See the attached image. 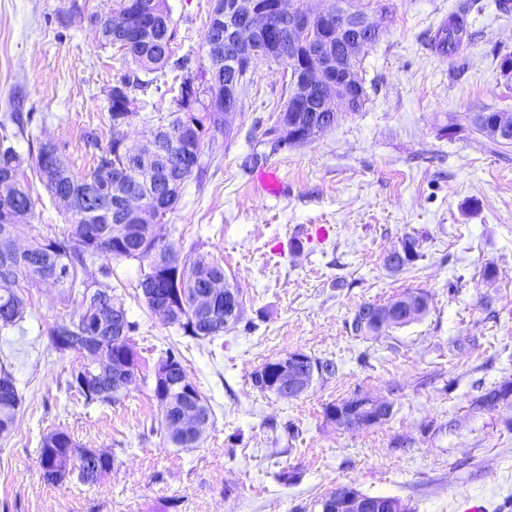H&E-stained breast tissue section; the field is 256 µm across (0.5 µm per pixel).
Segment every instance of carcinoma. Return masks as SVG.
Listing matches in <instances>:
<instances>
[{"instance_id": "1", "label": "carcinoma", "mask_w": 512, "mask_h": 512, "mask_svg": "<svg viewBox=\"0 0 512 512\" xmlns=\"http://www.w3.org/2000/svg\"><path fill=\"white\" fill-rule=\"evenodd\" d=\"M116 11L128 15L129 25L115 30L109 20L95 15L89 22L96 28L98 43L124 50L130 72L124 75L108 93V119L118 127L139 114L144 105L134 91L143 84L140 75L156 73L170 65L183 71L175 98L174 118L164 126L162 146L173 156L169 173L157 168L145 152L134 158L136 179L127 180L129 157L114 137L102 149L97 165L88 176L76 174L50 142H41L37 153L29 155L30 168L54 200L70 196L73 209L63 211L68 224L60 235L35 232V225L23 221L18 212L33 215L34 202L25 174V159L6 140L0 141V180L8 179L12 191L0 194V326H13L23 318L29 289L68 284V292L80 290L81 304L77 314L56 321L49 329L54 348H64L56 340L66 336L73 349L83 341L96 339V358L71 373L68 388L84 398L86 405H110L117 402L112 393V327L99 324L97 311L102 303L119 305L112 295V260H137L147 263L138 283L145 304L152 315L165 326L184 335L201 340L219 335L227 321L224 304L211 308L208 316L195 308L197 295L209 289L210 281L224 274V267L206 255L198 256L189 266H182L171 244L161 242L156 224L139 223L134 211L121 205V196L112 193L119 185L126 195H146L158 208L159 217L171 211L180 199L185 183L202 177L205 166L200 157L204 147H218V136L229 138L231 130L224 127L222 118L212 111L209 91L214 81L209 67L192 68L188 55L172 59L171 44L175 37L167 0H116ZM465 14L453 13L432 39V48L439 54L456 53L469 46ZM224 75L235 72L247 79L251 71L238 54L234 44L224 41ZM496 112H480L472 118L476 130L484 137L499 143H512V133L498 134ZM102 258V279L85 278L88 263ZM355 313L351 330L357 336H380L391 329L374 319H367L363 310ZM172 379V403L159 408L168 431V441L177 448H194L198 442L181 438L172 431L178 421L181 395ZM502 389L495 387L476 397L475 408L494 410L495 400ZM21 398L16 386L8 395L0 394V435L10 433L16 426ZM39 464L46 480L58 483L72 472L84 483L100 478L102 468H112L114 457L103 454L98 460L78 453V446L65 430H55L41 441Z\"/></svg>"}]
</instances>
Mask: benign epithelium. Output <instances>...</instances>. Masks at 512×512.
Returning a JSON list of instances; mask_svg holds the SVG:
<instances>
[{
	"label": "benign epithelium",
	"instance_id": "7a95c632",
	"mask_svg": "<svg viewBox=\"0 0 512 512\" xmlns=\"http://www.w3.org/2000/svg\"><path fill=\"white\" fill-rule=\"evenodd\" d=\"M282 2L270 6L261 0H214L212 17L223 20L237 16L246 26L236 31V44L253 62L257 59H280L285 62V76L290 78L289 96L282 109V118L275 137L281 148L293 143L297 132L299 113H315L314 131L319 133L337 123L359 101L362 86L353 63L371 40L381 35L377 24L362 12L349 7L336 10V22L320 36H314L319 21L329 10H312L302 0L288 6L281 13ZM288 20V28L297 37L295 48L284 53L270 34L271 14ZM241 82L235 77L224 82V89L210 97L212 108L224 113V118L236 114L240 98ZM130 204L137 210L139 222L154 224L156 208L144 199H132ZM224 296V307L234 315L239 310L236 291L222 279L212 281L209 291L201 294L195 306L201 310L210 307L213 299ZM428 300L420 297L400 296L377 309L379 321L402 313L408 318L419 316ZM268 383L282 392L301 396L312 386L316 369L309 355L295 351L272 361L267 369ZM180 393L184 401L181 422L178 427L200 437L208 423V416L200 405V398L187 377H182ZM391 413L390 403L372 397H357L336 403V414L330 423L339 430H355L371 427L384 421ZM402 501L395 497L377 498L364 494L354 487L340 485L336 492L326 497L322 512H402Z\"/></svg>",
	"mask_w": 512,
	"mask_h": 512
}]
</instances>
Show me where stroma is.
<instances>
[{"mask_svg": "<svg viewBox=\"0 0 512 512\" xmlns=\"http://www.w3.org/2000/svg\"><path fill=\"white\" fill-rule=\"evenodd\" d=\"M174 57L206 65L212 0H168ZM472 44L441 55L429 38L461 5ZM382 29L365 49L371 91L309 141L272 154L265 131L284 104V70L258 60L231 120L233 136L205 153L203 180H190L158 228L181 264L217 260L244 303L239 322L195 340L152 316L138 289L135 260L112 263L114 295L138 325L136 382L109 406L85 405L67 390L78 354L54 349L48 329L78 312L63 287L34 288L23 320L0 330V362L21 397L14 431L0 436V512H320L337 486L401 499L410 512H462L471 498L486 512H512V407L474 409L486 390L512 379V144L489 141L473 113H512V81L500 62L512 54V13L498 0H349ZM115 0H0V137L20 154L29 138L56 145L81 175L98 152L94 131L136 142L168 123L180 72L165 69L138 90L142 115L111 127L107 95L129 66L96 41L89 15ZM288 192L256 191L261 173ZM330 229L320 243L303 235ZM419 259L385 264L404 236ZM494 278L483 275L486 265ZM425 291V315L378 337L350 330L358 308L409 290ZM301 351L333 360V376L283 399L253 387L263 363ZM185 365L212 408L197 447L169 443L153 395L167 353ZM357 396L392 405L382 423L341 431L328 405ZM62 429L82 448L111 453L112 471L86 484L48 482L39 466L43 436ZM294 473L283 482L281 473Z\"/></svg>", "mask_w": 512, "mask_h": 512, "instance_id": "obj_1", "label": "stroma"}]
</instances>
